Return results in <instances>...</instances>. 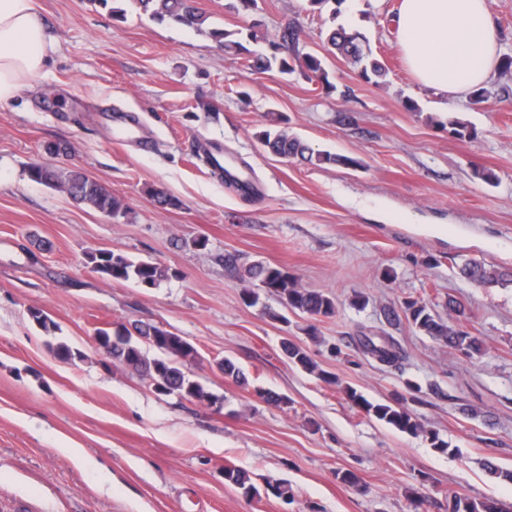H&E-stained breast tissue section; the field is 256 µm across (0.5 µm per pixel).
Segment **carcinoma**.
I'll use <instances>...</instances> for the list:
<instances>
[{"label":"carcinoma","instance_id":"carcinoma-1","mask_svg":"<svg viewBox=\"0 0 512 512\" xmlns=\"http://www.w3.org/2000/svg\"><path fill=\"white\" fill-rule=\"evenodd\" d=\"M130 4L149 14L159 24L180 25L196 31L203 30L206 15L195 5V0H128ZM262 21L255 20L241 29L210 28L207 34L218 42L224 53L240 60L242 67L254 72L276 70L281 74H292L296 70L297 60H303L308 75L325 85H330L329 73L323 65V59L317 54L308 53L299 57L294 53L297 40L296 30L285 28L278 40H269L259 35ZM266 43L261 49H251L249 45ZM326 41L346 61L362 65L361 75L369 81L374 76L384 74V66L371 58V50L366 37L347 23H340L329 30ZM499 76L505 79L501 88L509 92L512 82V55L501 56L498 66ZM448 133L456 139H473L476 131L459 118L448 120ZM261 143L273 154L285 159L300 158L316 165H336L346 168H360L358 158L331 152H315L300 137L284 129H266L258 134ZM31 181L49 188L63 187L75 193L77 201L90 205L107 216H116L122 211L120 200L100 182L80 171L60 174L45 165H33L29 169ZM86 263L91 270L108 281L133 283L140 288H156L161 282L175 276V273L152 261L135 259L111 250H99L86 255ZM224 266L243 283H259L270 294L280 298L281 304L292 310L306 313L314 318H328L336 314V302L320 292L298 286L288 270L279 265L263 261H248L235 253L224 255ZM461 273L467 279L483 285L512 283V272H506L494 265L471 261L464 264ZM408 319L422 333L441 340L448 346L464 352L468 357L480 353L481 344L470 332L445 323L422 300L404 302ZM97 336L109 346L108 358L115 365L140 372L147 376L148 386L154 391L164 390L165 394H178L182 398L205 401L214 406L224 400L221 395L207 391L197 380L183 371L185 363L198 357V351L186 338L164 327L147 323L125 325L112 330L96 329ZM288 361L309 373H318L325 379L327 375L317 372V365L303 347L286 339L282 342ZM363 348L380 362L394 366L401 359V353L388 339L377 343L369 336L365 337ZM155 352L148 357L147 351ZM217 368L240 386H249L245 372L229 359L216 362ZM352 404L359 407L367 416L383 422L394 429L411 434L423 433L421 424L406 406L398 400L371 401L353 388L347 389ZM224 481L235 485L243 494L251 498L260 495L247 471L235 467L224 468ZM448 512H502L499 504L490 499L472 501L455 498L448 505Z\"/></svg>","mask_w":512,"mask_h":512}]
</instances>
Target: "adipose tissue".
<instances>
[{"label": "adipose tissue", "mask_w": 512, "mask_h": 512, "mask_svg": "<svg viewBox=\"0 0 512 512\" xmlns=\"http://www.w3.org/2000/svg\"><path fill=\"white\" fill-rule=\"evenodd\" d=\"M396 25L405 64L424 87L461 98L497 70L501 37L488 0H400ZM51 44L34 0H0V101L45 69Z\"/></svg>", "instance_id": "ef3b65f1"}]
</instances>
